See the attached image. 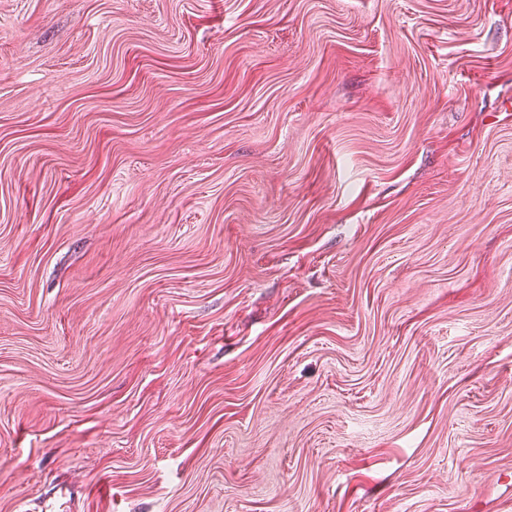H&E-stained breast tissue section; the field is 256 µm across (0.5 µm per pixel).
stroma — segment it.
I'll list each match as a JSON object with an SVG mask.
<instances>
[{"instance_id":"obj_1","label":"stroma","mask_w":512,"mask_h":512,"mask_svg":"<svg viewBox=\"0 0 512 512\" xmlns=\"http://www.w3.org/2000/svg\"><path fill=\"white\" fill-rule=\"evenodd\" d=\"M512 0H0V512H512Z\"/></svg>"}]
</instances>
